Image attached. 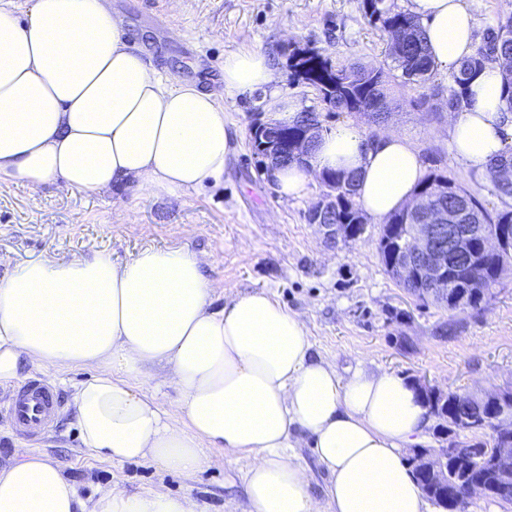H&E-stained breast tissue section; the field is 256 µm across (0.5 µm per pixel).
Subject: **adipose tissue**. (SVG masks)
<instances>
[{
  "instance_id": "obj_1",
  "label": "adipose tissue",
  "mask_w": 512,
  "mask_h": 512,
  "mask_svg": "<svg viewBox=\"0 0 512 512\" xmlns=\"http://www.w3.org/2000/svg\"><path fill=\"white\" fill-rule=\"evenodd\" d=\"M19 17L0 0V183L30 194L56 179L103 193L126 182L142 194L189 196L219 184L235 131L224 98L264 95V120L294 123L298 102L278 89L271 55L224 57L220 82L183 84L159 74L126 42L111 0H29ZM437 65L455 70L476 51V17L463 0H409ZM504 73L487 65L468 104L448 118L458 163L488 175L512 143ZM326 171L357 178L372 220L410 203L425 177L418 150L398 132L371 139L352 123L322 135L307 167L273 171L278 193L306 196ZM0 278V390L26 368L88 369L74 387L81 442L97 457L146 461L189 475L206 449L249 454L241 512H429L405 460L431 418L404 377L364 368L340 375L313 353L302 317L255 290L214 304L207 255L148 248L127 260L101 252L11 264ZM175 388V408L159 400ZM306 443L329 479L324 500L294 450ZM0 512H201L192 494L124 491L84 502L58 464L20 452L0 469Z\"/></svg>"
}]
</instances>
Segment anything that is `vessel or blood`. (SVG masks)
Wrapping results in <instances>:
<instances>
[{
  "label": "vessel or blood",
  "mask_w": 512,
  "mask_h": 512,
  "mask_svg": "<svg viewBox=\"0 0 512 512\" xmlns=\"http://www.w3.org/2000/svg\"><path fill=\"white\" fill-rule=\"evenodd\" d=\"M60 409V400L42 380L32 379L17 391L7 415L16 434L36 438L51 426Z\"/></svg>",
  "instance_id": "vessel-or-blood-1"
}]
</instances>
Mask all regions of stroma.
I'll return each instance as SVG.
<instances>
[{
	"instance_id": "stroma-1",
	"label": "stroma",
	"mask_w": 512,
	"mask_h": 512,
	"mask_svg": "<svg viewBox=\"0 0 512 512\" xmlns=\"http://www.w3.org/2000/svg\"><path fill=\"white\" fill-rule=\"evenodd\" d=\"M126 21L129 44L158 72L211 85L223 74L224 55L262 49L285 65L282 45L319 49L333 61L369 66L386 62L387 37L365 16L362 0H112ZM447 70L435 68L423 83L395 88L383 127L359 112L321 111L325 130L360 125L365 134L393 129L419 151L426 171H448L489 212L501 210L488 180L455 159L448 136ZM258 101L243 95L224 102V119L239 132V145L220 184L190 197H147L135 184L122 187L129 212L116 210L111 194H91L58 182L37 195L0 184V254L13 263L111 253L124 260L147 248H182L212 255L206 273L216 282V304L264 290L298 312L315 352L339 373L357 365L424 380L448 393L477 395L512 382V267L484 309L453 313L434 302L410 300L387 274L378 254L381 225L367 221L361 238L326 241L308 213L325 186L314 179L303 198H282L254 154L248 128ZM48 383L63 406L49 431L32 441L14 433L0 399V466L22 448L56 460L83 500L111 485L114 471L127 492L162 489L191 493L203 512H227L243 502L241 476L249 459L209 449L210 462L193 476L166 474L148 462L119 465L94 457L75 427L72 387L88 375L31 370Z\"/></svg>"
}]
</instances>
